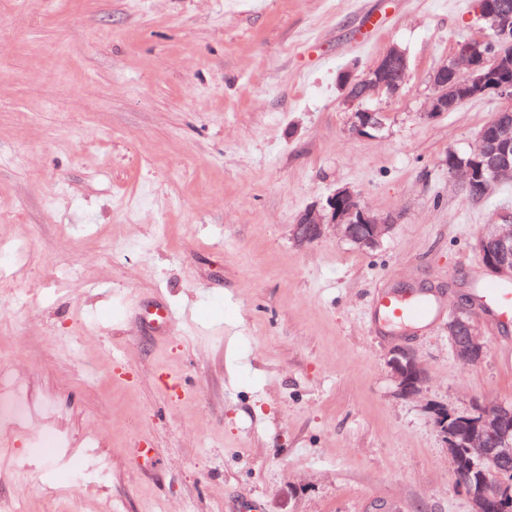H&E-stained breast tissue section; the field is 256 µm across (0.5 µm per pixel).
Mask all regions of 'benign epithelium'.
I'll list each match as a JSON object with an SVG mask.
<instances>
[{
    "label": "benign epithelium",
    "mask_w": 512,
    "mask_h": 512,
    "mask_svg": "<svg viewBox=\"0 0 512 512\" xmlns=\"http://www.w3.org/2000/svg\"><path fill=\"white\" fill-rule=\"evenodd\" d=\"M479 16L490 34L503 50L488 57L478 53V47L469 43L461 46L457 58L438 67L432 82L435 93L428 103V114L455 111L463 103L489 91L505 100L506 105L481 130L478 141L463 160L455 152L448 153V176L459 178L464 184H479L489 192L497 183L512 180V75L494 79V75L512 72V15L479 0ZM465 64L469 75L456 89H448V80L457 75L458 63ZM410 71L406 53L398 46L386 52L361 77L342 76L346 98L351 103L374 96L394 97L409 81ZM383 127V113L360 109L353 116V130L365 133ZM394 220L373 215L354 191L343 188L332 194L326 206L309 207L293 225V236L301 244H310L322 238L332 226L337 234L360 246L373 248L389 233ZM478 249L484 267L491 273L512 280V216L503 217V223L490 224L478 238ZM448 338L456 357L466 365H473L487 354L479 323L472 309L462 306L448 319ZM389 365L401 392L412 394L422 382V370L412 351L393 350ZM437 427L448 449L454 472L460 471L461 450L470 449L475 468L480 473L478 487L469 492L472 512H506L512 502V410L504 405L474 406L463 418L469 429L460 437L448 431V420L457 413L444 406L432 408Z\"/></svg>",
    "instance_id": "benign-epithelium-1"
}]
</instances>
